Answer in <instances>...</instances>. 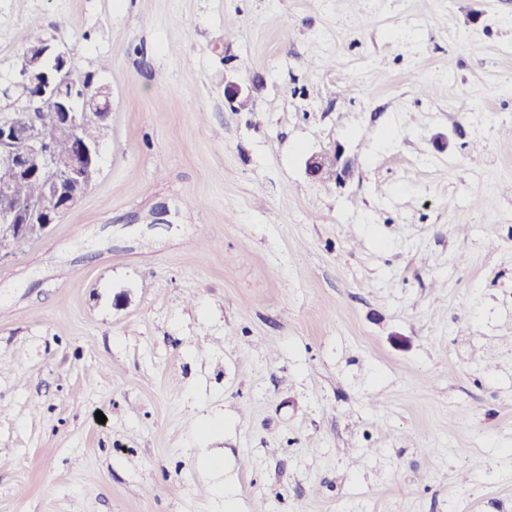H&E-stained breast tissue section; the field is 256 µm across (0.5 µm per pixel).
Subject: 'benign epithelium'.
<instances>
[{
	"label": "benign epithelium",
	"mask_w": 512,
	"mask_h": 512,
	"mask_svg": "<svg viewBox=\"0 0 512 512\" xmlns=\"http://www.w3.org/2000/svg\"><path fill=\"white\" fill-rule=\"evenodd\" d=\"M73 70L74 63L68 54L46 43L35 61L21 65L19 77L25 92L49 98L53 111H33L35 100L31 99L14 116L0 119V172L19 176L41 168L59 174L74 186V191L63 196L64 211L84 195L97 173L99 141L94 125L107 122L111 111L107 87L98 86L89 94L79 93L71 81ZM46 117L75 131L76 150L72 155H57L38 136V125ZM341 156L337 150L331 159L324 155L311 157L307 162L308 174L318 178L332 165L336 167V179H341L349 169V163H340ZM17 217L16 210L0 212V258L44 235L58 219L56 215L39 220L30 216L26 223L19 224Z\"/></svg>",
	"instance_id": "obj_1"
}]
</instances>
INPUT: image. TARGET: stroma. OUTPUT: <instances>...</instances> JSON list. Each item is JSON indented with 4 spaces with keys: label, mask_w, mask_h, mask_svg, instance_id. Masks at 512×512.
<instances>
[{
    "label": "stroma",
    "mask_w": 512,
    "mask_h": 512,
    "mask_svg": "<svg viewBox=\"0 0 512 512\" xmlns=\"http://www.w3.org/2000/svg\"><path fill=\"white\" fill-rule=\"evenodd\" d=\"M34 28L112 114L0 260V512H512V0H0V113ZM342 153L340 150H336L332 159L324 156H313L307 162V172L310 176L319 178L320 174L324 171V169L332 165L336 167V180H341L344 176L345 172L349 169V163L345 162L343 165L339 166V162L341 159ZM347 171L346 174H348Z\"/></svg>",
    "instance_id": "1"
}]
</instances>
